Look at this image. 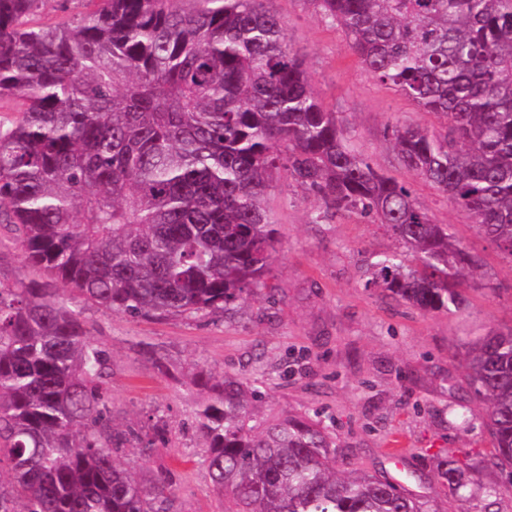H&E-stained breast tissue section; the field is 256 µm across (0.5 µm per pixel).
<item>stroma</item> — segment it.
<instances>
[{
  "instance_id": "1",
  "label": "stroma",
  "mask_w": 512,
  "mask_h": 512,
  "mask_svg": "<svg viewBox=\"0 0 512 512\" xmlns=\"http://www.w3.org/2000/svg\"><path fill=\"white\" fill-rule=\"evenodd\" d=\"M263 5L284 20L317 98L342 116L347 142L408 182L416 202L435 223L450 225L483 267L464 282L466 304L451 315L364 288L367 256L396 250L395 239L356 214L315 221L318 198L280 175L268 192L279 238L269 288L223 310L163 320L84 307L90 338L108 353L104 395L113 426L149 433L158 425L169 440L154 456L127 447L116 458L144 481L166 472L174 512H218L195 423L204 370L261 386L266 415L309 413L335 433L338 468L395 479L429 512H512V474L489 462L493 448L466 383L462 348L468 337L512 325V260L466 211L413 176L390 140L392 126L437 133L444 121L379 83L311 0ZM396 437L404 444L399 457L388 453ZM448 454L463 467L456 487L438 475Z\"/></svg>"
}]
</instances>
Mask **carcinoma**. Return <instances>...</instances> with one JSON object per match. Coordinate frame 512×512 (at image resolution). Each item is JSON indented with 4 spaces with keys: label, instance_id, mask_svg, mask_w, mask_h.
<instances>
[{
    "label": "carcinoma",
    "instance_id": "obj_1",
    "mask_svg": "<svg viewBox=\"0 0 512 512\" xmlns=\"http://www.w3.org/2000/svg\"><path fill=\"white\" fill-rule=\"evenodd\" d=\"M41 26L39 0H0V224L24 263L69 287L0 279V512H171L165 473L115 458L137 442L104 415L108 358L81 309L164 319L222 310L268 287L278 243L267 190L282 172L315 219L358 213L403 250L367 262L366 288L425 313L459 311L481 265L410 186L344 140L285 23L263 0H96ZM382 84L446 120L395 126L400 163L435 185L512 260V0H311ZM495 465L512 469V326L467 342ZM196 423L224 512H427L400 485L336 469V441L299 413L259 416V388L202 381ZM461 469L440 462L453 486Z\"/></svg>",
    "mask_w": 512,
    "mask_h": 512
}]
</instances>
